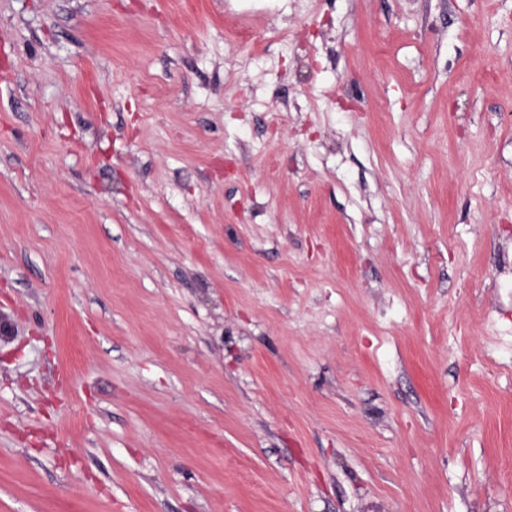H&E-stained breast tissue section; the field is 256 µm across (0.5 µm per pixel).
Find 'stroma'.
Listing matches in <instances>:
<instances>
[{"label":"stroma","instance_id":"35a3bbf8","mask_svg":"<svg viewBox=\"0 0 512 512\" xmlns=\"http://www.w3.org/2000/svg\"><path fill=\"white\" fill-rule=\"evenodd\" d=\"M0 512H512V0H0Z\"/></svg>","mask_w":512,"mask_h":512}]
</instances>
